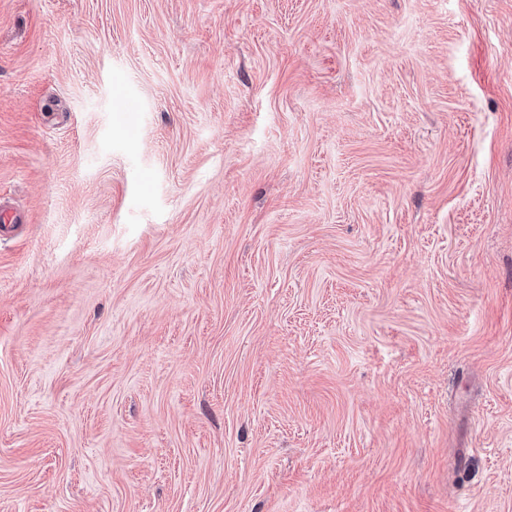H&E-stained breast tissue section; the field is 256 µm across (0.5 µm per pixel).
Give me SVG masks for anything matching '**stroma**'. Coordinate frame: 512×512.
<instances>
[{"label": "stroma", "mask_w": 512, "mask_h": 512, "mask_svg": "<svg viewBox=\"0 0 512 512\" xmlns=\"http://www.w3.org/2000/svg\"><path fill=\"white\" fill-rule=\"evenodd\" d=\"M0 512H512V0H0Z\"/></svg>", "instance_id": "35a3bbf8"}]
</instances>
